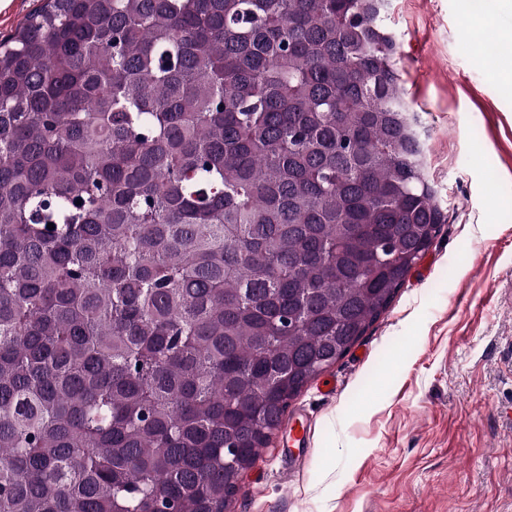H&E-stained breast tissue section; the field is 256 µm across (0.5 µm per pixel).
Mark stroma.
Masks as SVG:
<instances>
[{
    "label": "stroma",
    "instance_id": "stroma-1",
    "mask_svg": "<svg viewBox=\"0 0 512 512\" xmlns=\"http://www.w3.org/2000/svg\"><path fill=\"white\" fill-rule=\"evenodd\" d=\"M448 215L388 309L288 405L226 512H512V66L497 0H389Z\"/></svg>",
    "mask_w": 512,
    "mask_h": 512
}]
</instances>
